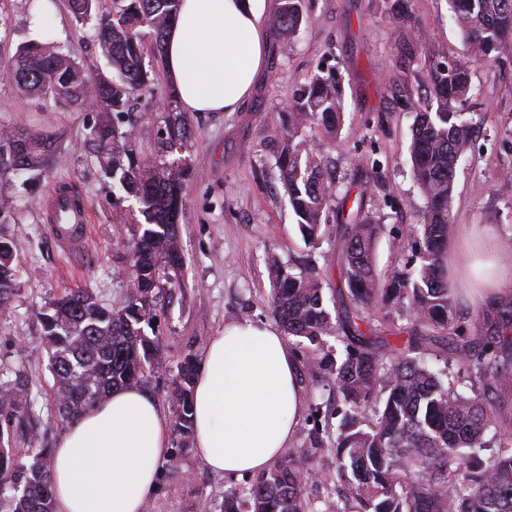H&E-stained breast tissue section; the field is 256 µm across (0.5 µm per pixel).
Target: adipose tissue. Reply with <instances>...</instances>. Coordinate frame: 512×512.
Wrapping results in <instances>:
<instances>
[{
	"instance_id": "ef3b65f1",
	"label": "adipose tissue",
	"mask_w": 512,
	"mask_h": 512,
	"mask_svg": "<svg viewBox=\"0 0 512 512\" xmlns=\"http://www.w3.org/2000/svg\"><path fill=\"white\" fill-rule=\"evenodd\" d=\"M266 0H182L165 65L186 112H235L266 64ZM479 246L472 300L512 291V257L492 229L458 227ZM302 407L297 364L277 327L243 321L208 341L194 384V445L220 474H258L290 444ZM170 420L142 388L117 389L50 450L55 512H143L169 452Z\"/></svg>"
}]
</instances>
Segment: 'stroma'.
<instances>
[{
	"instance_id": "35a3bbf8",
	"label": "stroma",
	"mask_w": 512,
	"mask_h": 512,
	"mask_svg": "<svg viewBox=\"0 0 512 512\" xmlns=\"http://www.w3.org/2000/svg\"><path fill=\"white\" fill-rule=\"evenodd\" d=\"M31 0H0V59L27 41ZM393 0H302L308 20L298 35L271 43L265 70L240 111L187 113L188 148L182 156L193 171L183 189L178 238L185 257L183 285L155 301V331L166 359L153 371L145 391L165 414H172L173 379L185 356L200 358L211 336L225 325L248 320L275 323L267 262L276 257L292 272L315 268L327 301L343 286L336 226L327 224L318 245L301 238L277 159L283 146L280 117L296 82L319 70H335L344 94L345 123L333 138L306 133L338 186H351L337 211L356 210L384 227L375 248L379 275L406 269L420 229L425 201L410 170L408 145L414 115L430 78L440 65L459 60L465 45L448 11V0H409V17L398 20ZM62 27L60 43L91 74L105 71L93 26L76 30L68 0H55ZM426 45L416 60L400 57V42ZM473 92L463 107L477 132L455 179L453 214L459 224L496 228L502 252L512 254V51L475 63ZM168 88L158 77L152 92L135 101L134 120L118 126L142 163L156 160L159 105ZM98 109L73 110L22 96L0 77V128L24 126L55 136L53 169L38 181L18 176L0 183L12 201L10 233L19 263L20 290L11 308L0 312V369L24 368L33 392L46 394L52 383L47 358L38 344V313L69 289L85 288L106 306L125 305L130 246L141 219L134 200L114 204L111 179L84 143V128L98 120ZM73 183L89 203L92 235L86 251L64 256L45 230V200L54 182ZM26 341V355L16 352ZM298 364L302 410L291 445L320 449L310 464L319 473L335 471L330 442L342 404L321 370L307 366L306 344L290 341ZM249 474H217L193 446L170 435L160 465L158 488L145 512H223L224 496H246Z\"/></svg>"
}]
</instances>
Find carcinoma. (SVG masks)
I'll use <instances>...</instances> for the list:
<instances>
[{"label": "carcinoma", "mask_w": 512, "mask_h": 512, "mask_svg": "<svg viewBox=\"0 0 512 512\" xmlns=\"http://www.w3.org/2000/svg\"><path fill=\"white\" fill-rule=\"evenodd\" d=\"M462 34L467 61L436 72L424 107L416 113L409 146L412 174L426 201L421 236L410 271L383 279L375 269L382 226L368 216L340 226L337 249L344 262L350 305L330 311L321 280L313 271L293 273L277 261L268 266L271 306L288 337L309 343L312 367L324 371L344 412L333 441L336 483L343 495L324 503L327 512H512V444L492 445L512 425V294L498 296L470 327L457 316L455 288L448 281V243L456 167L474 132L461 106L472 90L471 63L512 49V0H448ZM180 0H69L77 21L98 19V41L110 65L94 77L56 40L21 44L3 71L18 92L51 98L63 107L91 99L115 118L131 114L135 97L151 90L153 66L144 62L150 36L155 56L165 50L167 31ZM301 0H281L270 18L276 38L292 37L303 15ZM164 126L157 153L186 146V121L176 98L163 101ZM288 133L279 157L280 180L305 243L318 244L338 188L322 158L300 139L317 128L336 137L344 122L341 82L336 74H314L296 84L289 104ZM86 145L105 159V170L126 196L135 199L143 222L131 244L128 304L112 309L85 289L70 290L39 313L41 343L52 375L48 415L69 424L113 389L139 384L161 363L158 337L144 327L156 318L153 299L165 288L181 287L184 257L178 244L182 187L187 163L139 164L127 133L108 119L86 128ZM51 135L24 128L0 131V182L49 168ZM9 200L0 198V309L16 294L19 271L14 243L5 227ZM393 303L406 315L375 324L370 311ZM407 320L401 325L399 321ZM401 336V346L388 336ZM344 347L336 359L327 338ZM443 346L458 357L457 380L430 363ZM196 365L186 357L173 380L174 423L187 440L193 434L192 387ZM470 390L466 395L458 385ZM38 399L16 370L0 380V512H54L49 451L29 448L19 461L13 448L18 428L35 414ZM314 448H290L258 474L245 503L224 498V512H319L299 475V461Z\"/></svg>", "instance_id": "obj_1"}]
</instances>
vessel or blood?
<instances>
[{"instance_id":"1","label":"vessel or blood","mask_w":512,"mask_h":512,"mask_svg":"<svg viewBox=\"0 0 512 512\" xmlns=\"http://www.w3.org/2000/svg\"><path fill=\"white\" fill-rule=\"evenodd\" d=\"M48 233L66 255L83 253L90 235L88 209L71 187L54 185L49 195Z\"/></svg>"}]
</instances>
